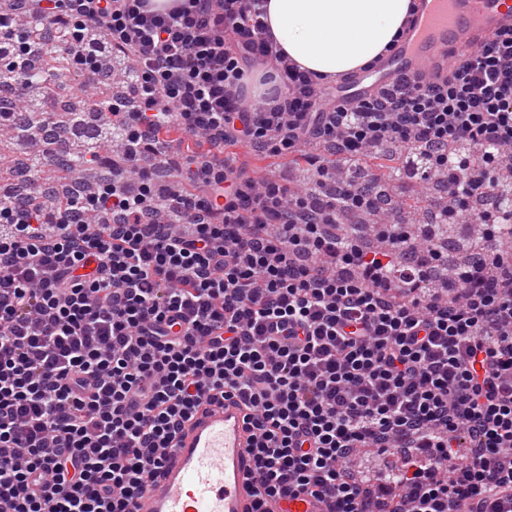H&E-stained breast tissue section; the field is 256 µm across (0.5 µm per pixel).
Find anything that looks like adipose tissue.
I'll list each match as a JSON object with an SVG mask.
<instances>
[{"label":"adipose tissue","mask_w":512,"mask_h":512,"mask_svg":"<svg viewBox=\"0 0 512 512\" xmlns=\"http://www.w3.org/2000/svg\"><path fill=\"white\" fill-rule=\"evenodd\" d=\"M411 0H268L270 30L289 58L336 75L374 60L401 29Z\"/></svg>","instance_id":"ef3b65f1"}]
</instances>
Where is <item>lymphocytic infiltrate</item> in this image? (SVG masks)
Instances as JSON below:
<instances>
[{"label":"lymphocytic infiltrate","mask_w":512,"mask_h":512,"mask_svg":"<svg viewBox=\"0 0 512 512\" xmlns=\"http://www.w3.org/2000/svg\"><path fill=\"white\" fill-rule=\"evenodd\" d=\"M0 87L21 95L37 44L73 46L89 80H120L89 159L110 176L53 210L0 201V512H135L181 425L212 393L250 411L260 506L301 491L333 512H512V29L459 54L444 81L402 79L322 109L332 75L270 32L266 0H10ZM262 67L269 84L248 98ZM215 148L171 144V129ZM322 143L356 160L391 147L447 204L389 249L341 240L373 179L294 194L231 162ZM172 157L200 186L165 191ZM478 245L436 291L434 229ZM397 453L385 484L363 451Z\"/></svg>","instance_id":"obj_1"}]
</instances>
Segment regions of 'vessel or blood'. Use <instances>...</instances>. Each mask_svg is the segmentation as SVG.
I'll use <instances>...</instances> for the list:
<instances>
[{
	"instance_id": "vessel-or-blood-1",
	"label": "vessel or blood",
	"mask_w": 512,
	"mask_h": 512,
	"mask_svg": "<svg viewBox=\"0 0 512 512\" xmlns=\"http://www.w3.org/2000/svg\"><path fill=\"white\" fill-rule=\"evenodd\" d=\"M512 28V0H417L407 39L368 72L336 84V100L357 103L378 88L409 78L438 83L458 54L477 52L487 36ZM246 411L237 398L200 407L176 437L139 512H255L258 484L249 452ZM271 512H331L332 503L304 494L270 505Z\"/></svg>"
}]
</instances>
